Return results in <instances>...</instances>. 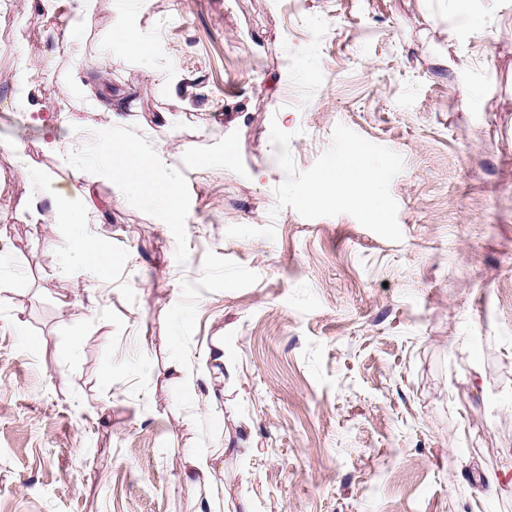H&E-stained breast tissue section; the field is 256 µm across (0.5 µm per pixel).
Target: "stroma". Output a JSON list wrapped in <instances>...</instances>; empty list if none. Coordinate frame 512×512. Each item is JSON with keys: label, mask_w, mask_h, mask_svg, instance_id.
I'll list each match as a JSON object with an SVG mask.
<instances>
[{"label": "stroma", "mask_w": 512, "mask_h": 512, "mask_svg": "<svg viewBox=\"0 0 512 512\" xmlns=\"http://www.w3.org/2000/svg\"><path fill=\"white\" fill-rule=\"evenodd\" d=\"M74 7L0 0V512H197L220 446L225 512H512V0H151L146 62L121 0ZM339 124L401 155L402 241L277 209L272 127L305 171ZM115 135L170 155L179 222ZM135 20L131 15L117 27L113 32L112 42L130 55L142 61H149L154 55L153 43L140 35ZM102 161L116 187L160 209L168 218L180 213V193L163 174L166 159L161 152L145 150L130 138L113 136L104 147ZM55 195L61 200V213L65 224H71L74 227L88 224L92 208V201L89 198L69 202L63 192H55ZM72 250L82 262L102 276L112 267V254L104 251L96 244L84 240H76ZM221 456H224V448H217L211 453L190 455L189 469L184 473L186 482L194 485L204 484L209 489H214L216 484L212 482V478L215 468L212 462Z\"/></svg>", "instance_id": "35a3bbf8"}]
</instances>
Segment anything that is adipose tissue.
<instances>
[{"label": "adipose tissue", "mask_w": 512, "mask_h": 512, "mask_svg": "<svg viewBox=\"0 0 512 512\" xmlns=\"http://www.w3.org/2000/svg\"><path fill=\"white\" fill-rule=\"evenodd\" d=\"M102 161L116 187L168 217L180 213V193L163 173L165 158L161 152L145 150L129 138L115 137L106 143Z\"/></svg>", "instance_id": "ef3b65f1"}]
</instances>
